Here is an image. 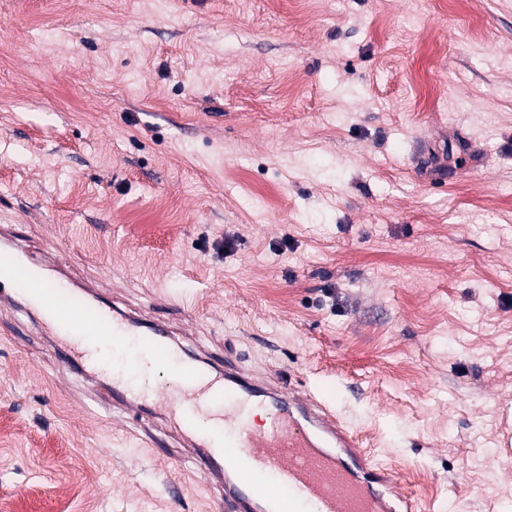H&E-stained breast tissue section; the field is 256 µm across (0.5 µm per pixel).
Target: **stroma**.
Returning <instances> with one entry per match:
<instances>
[{
	"mask_svg": "<svg viewBox=\"0 0 512 512\" xmlns=\"http://www.w3.org/2000/svg\"><path fill=\"white\" fill-rule=\"evenodd\" d=\"M331 391L417 512L512 502V0H0V225ZM0 309V512H223Z\"/></svg>",
	"mask_w": 512,
	"mask_h": 512,
	"instance_id": "obj_1",
	"label": "stroma"
}]
</instances>
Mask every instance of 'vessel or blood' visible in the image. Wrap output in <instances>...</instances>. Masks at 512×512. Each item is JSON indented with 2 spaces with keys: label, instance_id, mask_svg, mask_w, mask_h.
<instances>
[{
  "label": "vessel or blood",
  "instance_id": "obj_1",
  "mask_svg": "<svg viewBox=\"0 0 512 512\" xmlns=\"http://www.w3.org/2000/svg\"><path fill=\"white\" fill-rule=\"evenodd\" d=\"M20 305L60 336L64 367L109 371L127 342L139 351L134 381L114 378L117 409H145L147 419L175 422L205 481L224 488L226 512H412L391 472L370 466L352 433L320 392L287 390L232 361L180 358L169 327L140 314L115 316L94 283L64 298L23 251L0 246V305ZM265 430L246 417L256 404Z\"/></svg>",
  "mask_w": 512,
  "mask_h": 512
}]
</instances>
